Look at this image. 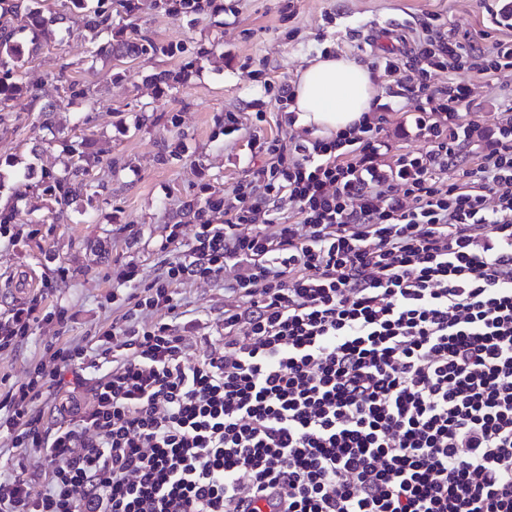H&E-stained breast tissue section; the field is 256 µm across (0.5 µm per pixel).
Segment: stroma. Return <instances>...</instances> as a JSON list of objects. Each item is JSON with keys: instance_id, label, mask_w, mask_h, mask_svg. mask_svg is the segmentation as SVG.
<instances>
[{"instance_id": "obj_1", "label": "stroma", "mask_w": 512, "mask_h": 512, "mask_svg": "<svg viewBox=\"0 0 512 512\" xmlns=\"http://www.w3.org/2000/svg\"><path fill=\"white\" fill-rule=\"evenodd\" d=\"M426 14L436 15L449 35L466 32L483 46L512 35L489 27L480 0H214L188 16L147 5L134 18H114V29L136 28L172 49L118 62L91 58L84 13L69 10L66 26L24 64L38 102L17 98L15 129L0 132V203L15 208L10 236L0 237V314L40 294L44 306L64 308L69 321L64 327L38 322L28 341L0 355V383L23 381L52 338L86 336L110 323L108 297L117 275L129 263L150 278L160 273V245L171 225L192 232L191 208L231 192L248 168L253 135L301 143L317 137L316 129L275 112L264 97V79L294 82L325 50L374 67ZM185 68L192 72L188 83L163 94L148 80ZM65 79L89 87L96 109H61L52 114V127H44L38 106L57 102ZM470 83L474 116L464 150L472 154L512 99V75H475ZM260 110L262 123L255 119ZM228 112L239 120L233 137L224 134ZM58 134L94 136L98 194L62 210L34 179L15 197L14 175L25 167L64 170L69 157L53 142ZM182 296L206 323L207 335H215L223 318V281L185 286Z\"/></svg>"}]
</instances>
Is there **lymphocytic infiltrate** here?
Segmentation results:
<instances>
[{
  "label": "lymphocytic infiltrate",
  "mask_w": 512,
  "mask_h": 512,
  "mask_svg": "<svg viewBox=\"0 0 512 512\" xmlns=\"http://www.w3.org/2000/svg\"><path fill=\"white\" fill-rule=\"evenodd\" d=\"M413 32L377 68L415 72L421 148L385 161L389 102L331 137H253L164 272L121 271V316L0 394V447L44 464L0 480V512H512V102L462 158L468 78L512 72V38L484 49L431 14ZM220 277L237 302L191 335L178 288ZM40 304L0 316V352L67 323ZM42 399L68 422L45 428Z\"/></svg>",
  "instance_id": "obj_1"
}]
</instances>
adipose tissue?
<instances>
[{"mask_svg": "<svg viewBox=\"0 0 512 512\" xmlns=\"http://www.w3.org/2000/svg\"><path fill=\"white\" fill-rule=\"evenodd\" d=\"M293 88L298 124L325 132L359 124L378 93L371 71L346 55L312 58Z\"/></svg>", "mask_w": 512, "mask_h": 512, "instance_id": "ef3b65f1", "label": "adipose tissue"}]
</instances>
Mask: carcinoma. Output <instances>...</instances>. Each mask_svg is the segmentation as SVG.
Returning a JSON list of instances; mask_svg holds the SVG:
<instances>
[{"label": "carcinoma", "mask_w": 512, "mask_h": 512, "mask_svg": "<svg viewBox=\"0 0 512 512\" xmlns=\"http://www.w3.org/2000/svg\"><path fill=\"white\" fill-rule=\"evenodd\" d=\"M66 3L82 8L87 12V27L94 33L90 54L93 58L129 57L135 54L152 53L168 54L171 48L154 41L137 37L112 41V6L119 7L128 17L135 16L143 6L142 0H116L107 3L105 0H65ZM213 0H153L151 6L162 9L173 16L191 12H200ZM63 20L62 13H44L42 0H0V127L7 130L13 125V109L10 102L17 96L26 94L36 99L35 94L21 81V69L25 59L41 49L38 34L48 27L59 24ZM30 33L28 41L21 40V35ZM191 72L187 69L178 73L160 71L148 77L154 85L163 90H170L178 84L190 80ZM62 103L67 106L74 104H92V93L89 88L76 82L62 85ZM90 138L85 137L74 144L66 145L70 154L71 165L58 174L49 171L41 172L40 182L46 185L47 192L53 196L60 208H65L82 198L88 191L96 188L95 175L92 170L89 152Z\"/></svg>", "instance_id": "obj_1"}]
</instances>
